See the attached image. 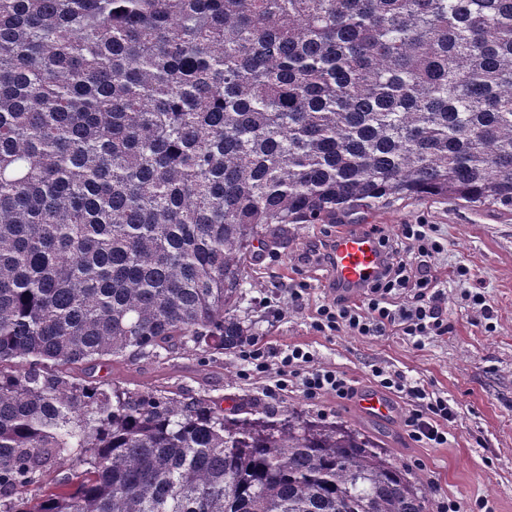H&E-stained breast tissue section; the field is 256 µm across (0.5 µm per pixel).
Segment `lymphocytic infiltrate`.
<instances>
[{
	"label": "lymphocytic infiltrate",
	"instance_id": "obj_1",
	"mask_svg": "<svg viewBox=\"0 0 512 512\" xmlns=\"http://www.w3.org/2000/svg\"><path fill=\"white\" fill-rule=\"evenodd\" d=\"M382 267L377 277L362 289V300L353 304L343 297L316 310L313 325L325 336H381L397 330L415 346L448 330L443 304L447 293L431 273L430 260L443 245L430 225L404 224L396 236H381ZM243 359L258 373H275L279 387H292L310 399L332 393L345 400L355 387L343 373L320 364L311 351L294 346L274 353L249 343ZM385 389L404 395L413 405L404 425L418 442L442 445L448 441V425L457 416L448 399L402 374L378 366L372 371Z\"/></svg>",
	"mask_w": 512,
	"mask_h": 512
}]
</instances>
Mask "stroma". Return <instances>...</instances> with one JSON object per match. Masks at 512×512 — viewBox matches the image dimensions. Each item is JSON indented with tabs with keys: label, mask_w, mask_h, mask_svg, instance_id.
<instances>
[{
	"label": "stroma",
	"mask_w": 512,
	"mask_h": 512,
	"mask_svg": "<svg viewBox=\"0 0 512 512\" xmlns=\"http://www.w3.org/2000/svg\"><path fill=\"white\" fill-rule=\"evenodd\" d=\"M355 228L373 225L396 234L402 224H429L445 244L432 260L448 298V332L415 346L407 337L325 336L312 326L315 309L330 302L328 263L299 264L302 251L325 249L331 224H291L275 243L256 246L248 260L243 311L257 323V340L273 351L300 344L318 362L344 373L357 391L374 388L372 370L386 366L448 398L457 417L441 446L418 443L403 426L407 400L394 398L395 414L383 421L360 415L354 401L326 394L310 400L296 390H278L269 374L249 371L239 354L200 362L182 350L163 359L119 358L93 365V378L131 389H163L185 397L205 396L224 409L252 401L267 411L294 408L327 421H341L369 435L410 471L425 477L432 501L449 499L460 512H512V210L470 207L443 199H413L393 207L347 217ZM468 267L471 281L483 288L493 314L480 318L462 300L452 272ZM305 286V304L274 315L268 303L283 300L289 288Z\"/></svg>",
	"instance_id": "1"
}]
</instances>
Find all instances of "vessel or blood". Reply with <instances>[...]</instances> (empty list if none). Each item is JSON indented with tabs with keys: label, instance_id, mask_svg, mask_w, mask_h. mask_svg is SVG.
Wrapping results in <instances>:
<instances>
[{
	"label": "vessel or blood",
	"instance_id": "1",
	"mask_svg": "<svg viewBox=\"0 0 512 512\" xmlns=\"http://www.w3.org/2000/svg\"><path fill=\"white\" fill-rule=\"evenodd\" d=\"M331 263L336 283L357 290L378 273L381 248L377 238L348 227L337 230L332 242ZM356 407L360 414L378 420L392 418L394 407L384 394L367 391L361 394Z\"/></svg>",
	"mask_w": 512,
	"mask_h": 512
}]
</instances>
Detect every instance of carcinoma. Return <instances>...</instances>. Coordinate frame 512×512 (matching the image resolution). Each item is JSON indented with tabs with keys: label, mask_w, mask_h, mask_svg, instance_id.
I'll return each instance as SVG.
<instances>
[{
	"label": "carcinoma",
	"mask_w": 512,
	"mask_h": 512,
	"mask_svg": "<svg viewBox=\"0 0 512 512\" xmlns=\"http://www.w3.org/2000/svg\"><path fill=\"white\" fill-rule=\"evenodd\" d=\"M413 198L512 209V0H0V512H430L342 424L89 376L236 353L254 243Z\"/></svg>",
	"instance_id": "obj_1"
}]
</instances>
